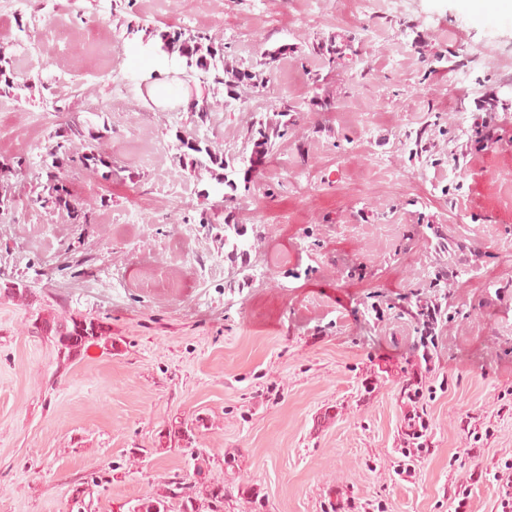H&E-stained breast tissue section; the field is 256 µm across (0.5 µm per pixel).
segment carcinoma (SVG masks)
Here are the masks:
<instances>
[{
    "label": "carcinoma",
    "mask_w": 512,
    "mask_h": 512,
    "mask_svg": "<svg viewBox=\"0 0 512 512\" xmlns=\"http://www.w3.org/2000/svg\"><path fill=\"white\" fill-rule=\"evenodd\" d=\"M164 48L170 55H176L180 67L203 85H223L229 89L250 82L254 85L262 83L259 75L242 72L224 65V43L204 32H192L188 29L160 32ZM10 59L0 51V95H9L15 87L14 79L7 74ZM277 127L260 122L258 127L250 131L254 138V147L263 151L272 146L270 133ZM65 141L56 143L49 155L53 164L69 166L80 164L83 168L96 173L98 166H108L101 155L95 153L94 135L85 134L82 125L75 122L67 125ZM182 146L198 153L205 154L207 162L195 159V167L208 172L219 184H233L229 174L225 173L224 156L212 149L209 144L201 145V140L188 134L179 136ZM32 333L45 336L55 343L59 359L63 362L78 356L84 348L109 338L110 327L98 318L81 314L71 315L63 320L45 317L39 312L31 314ZM205 427L204 419L195 418L192 422L179 421L169 425L166 432L160 435V442L166 447L189 448L196 442V436ZM181 497L179 512H219L218 506L224 504V485L210 484L202 487L196 496L180 494L173 490L166 493L149 495L135 500L128 507V512H172L169 500Z\"/></svg>",
    "instance_id": "carcinoma-1"
}]
</instances>
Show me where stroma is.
I'll return each instance as SVG.
<instances>
[{"label": "stroma", "mask_w": 512, "mask_h": 512, "mask_svg": "<svg viewBox=\"0 0 512 512\" xmlns=\"http://www.w3.org/2000/svg\"><path fill=\"white\" fill-rule=\"evenodd\" d=\"M512 0H0V512H127L181 484L222 512H501L512 465ZM60 36L42 33L43 19ZM224 42L259 87L200 119L144 95L124 47ZM111 67L113 80L99 77ZM493 93L502 139L466 154ZM293 105L266 155L251 126ZM97 133L104 179L48 155ZM213 142L232 185L183 167ZM22 158V167L3 161ZM66 186L69 206L42 204ZM212 221L200 223L201 213ZM449 241L438 250L436 233ZM245 259L227 257L230 245ZM458 276L435 286L442 269ZM25 285L24 294L8 284ZM441 300L431 364L416 300ZM111 327L67 364L32 311ZM425 446L407 456L411 384ZM202 416L187 450L171 422Z\"/></svg>", "instance_id": "35a3bbf8"}]
</instances>
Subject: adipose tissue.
Returning a JSON list of instances; mask_svg holds the SVG:
<instances>
[{
  "instance_id": "ef3b65f1",
  "label": "adipose tissue",
  "mask_w": 512,
  "mask_h": 512,
  "mask_svg": "<svg viewBox=\"0 0 512 512\" xmlns=\"http://www.w3.org/2000/svg\"><path fill=\"white\" fill-rule=\"evenodd\" d=\"M131 61L152 74L153 79L147 86V95L154 104L158 105L171 100L186 112L197 110L202 104L204 97L202 89H189L179 80L170 78L171 67L168 56L159 42L134 43Z\"/></svg>"
}]
</instances>
